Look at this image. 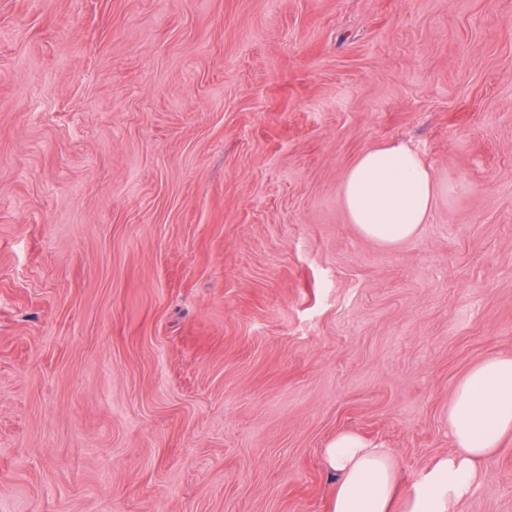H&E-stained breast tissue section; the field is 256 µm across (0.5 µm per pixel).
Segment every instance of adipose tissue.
Here are the masks:
<instances>
[{
    "instance_id": "obj_1",
    "label": "adipose tissue",
    "mask_w": 512,
    "mask_h": 512,
    "mask_svg": "<svg viewBox=\"0 0 512 512\" xmlns=\"http://www.w3.org/2000/svg\"><path fill=\"white\" fill-rule=\"evenodd\" d=\"M437 193L433 171L401 141L363 150L342 181V202L360 233L382 245L414 237L426 223ZM453 456L431 466L406 494H399L392 458L358 435L341 432L323 452L336 478L332 512H449L475 479L474 464L512 433V358L474 367L458 385L449 412Z\"/></svg>"
}]
</instances>
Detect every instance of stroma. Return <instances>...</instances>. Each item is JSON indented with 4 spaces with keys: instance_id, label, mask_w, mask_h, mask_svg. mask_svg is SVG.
<instances>
[{
    "instance_id": "35a3bbf8",
    "label": "stroma",
    "mask_w": 512,
    "mask_h": 512,
    "mask_svg": "<svg viewBox=\"0 0 512 512\" xmlns=\"http://www.w3.org/2000/svg\"><path fill=\"white\" fill-rule=\"evenodd\" d=\"M412 146L418 237L350 224ZM512 357V0H0V512H330L410 489ZM454 512H512V435ZM437 193L433 171L402 141L363 150L342 181V202L350 224L382 245L414 237Z\"/></svg>"
}]
</instances>
